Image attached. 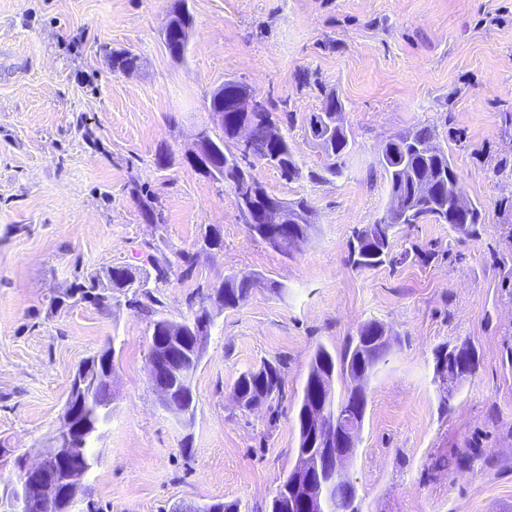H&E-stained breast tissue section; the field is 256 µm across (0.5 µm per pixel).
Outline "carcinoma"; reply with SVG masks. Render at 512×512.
Segmentation results:
<instances>
[{"label": "carcinoma", "instance_id": "obj_1", "mask_svg": "<svg viewBox=\"0 0 512 512\" xmlns=\"http://www.w3.org/2000/svg\"><path fill=\"white\" fill-rule=\"evenodd\" d=\"M112 69L129 71L138 68L139 57L127 49L109 52ZM247 87L236 81H225L210 97L209 105L216 106L218 92H224V101L235 99ZM321 107L323 112L312 113L307 120L309 135L316 145L327 156H333L336 163L333 167L325 168L331 174L341 172L342 159L350 145L349 134L344 125L343 104L332 91H321ZM252 122L249 156L259 162L277 157L271 167L278 170L287 180L303 176L301 167L296 160L295 147L288 142L287 137L272 141L267 132L268 123H277L280 117L276 115L273 105H267L262 112H236L232 107L224 109V124L219 127V134L212 135L204 130V140L218 149H225L224 143L236 139L238 127L246 122ZM377 165L383 170L389 188V201L385 213L372 224H367L354 231L348 244L349 262L360 270L372 269L384 264L395 265L398 262L392 244L396 234L395 228L400 225L421 224L432 221L438 224H451L458 230L477 234V226L485 223L483 218L484 206L479 202L468 203L466 215H455V179L457 170L438 141L436 130L431 126H423L413 131L399 132L391 136L382 154L377 159ZM129 193L139 203L141 214L149 221L157 219L156 199L145 191L137 181L132 179L127 184ZM267 205L264 206L266 223L255 224L252 234L265 243H270L279 223V203L282 199L265 194ZM300 214L301 223L296 225L297 243H303L309 236L314 224V214L308 201L304 198L289 203ZM176 260L159 258L152 252L145 253V264L151 270H135L129 266H112L102 272L88 274L77 278L74 284L76 298L87 301V296L98 288H110L112 291L125 292L129 279L143 275L154 278L159 285L168 281L173 268L182 269V274H189L195 263V253L188 250L175 252ZM266 288L273 292L279 291L275 283L263 281L258 276L246 273L230 275L224 278L220 285L222 290L221 302L226 308H235L247 300L252 292ZM138 313L149 319L152 329L161 334L170 331L177 332L179 323L163 316L160 307L162 301L157 296V290L147 292L143 297L130 301ZM384 327L376 321L364 324L356 338L349 341L345 351L339 357L333 355L326 347L316 348L309 373L304 385L303 396L297 414L299 449H304L310 435L307 416L304 408L310 404L309 395L315 384L323 378L334 382V376H339L346 382L345 393L340 397L330 394L328 407L336 408L340 414L354 404L356 387L354 382L363 374H371L379 364L386 360L389 343L364 349L360 346L362 337L384 334ZM283 377L281 368L267 362L256 370L243 372L234 384V391L247 404L259 405L273 399V393H281ZM219 512H238L235 503L215 502L210 505L181 504L182 512H210L213 508Z\"/></svg>", "mask_w": 512, "mask_h": 512}]
</instances>
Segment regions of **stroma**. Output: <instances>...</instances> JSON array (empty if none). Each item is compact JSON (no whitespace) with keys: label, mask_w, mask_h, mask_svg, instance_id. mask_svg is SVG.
Returning a JSON list of instances; mask_svg holds the SVG:
<instances>
[{"label":"stroma","mask_w":512,"mask_h":512,"mask_svg":"<svg viewBox=\"0 0 512 512\" xmlns=\"http://www.w3.org/2000/svg\"><path fill=\"white\" fill-rule=\"evenodd\" d=\"M177 0H0V440L30 462L59 433L70 379L114 350L112 400L88 483L102 512H165L179 502L269 512L299 445L296 415L317 346L343 353L367 321L395 342L366 383L368 403L345 469L360 512H512V0H186L184 58L162 33ZM127 49L135 72L112 70ZM313 82L299 86L300 71ZM227 80L292 112L284 133L303 170L253 168L275 197L307 199L308 239L278 251L250 235L233 192L183 162L210 126ZM335 90L352 147L343 172L305 133ZM433 126L485 205L468 235L447 224L398 227L397 265L348 261L354 229L388 203L375 165L389 136ZM169 150L173 165L155 158ZM137 179L162 221H145ZM219 234L204 247L205 231ZM196 252L190 276L159 288L165 317L193 309L196 288L252 273L281 293L211 304L216 325L192 380L194 412L166 410L150 377L148 321L123 304L70 299L77 272L143 268ZM466 343L475 374L453 392L435 373L438 346ZM284 387L247 411L233 386L263 362Z\"/></svg>","instance_id":"stroma-1"}]
</instances>
